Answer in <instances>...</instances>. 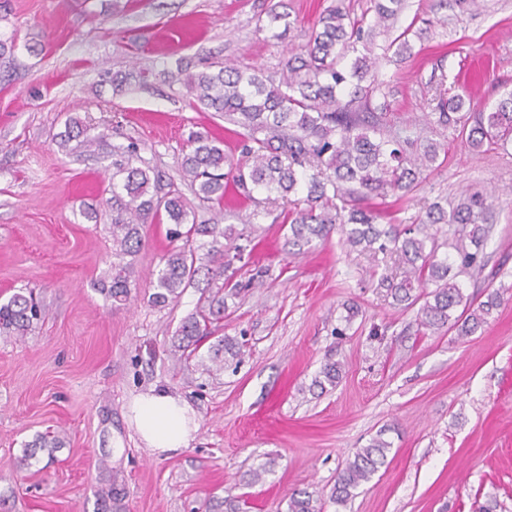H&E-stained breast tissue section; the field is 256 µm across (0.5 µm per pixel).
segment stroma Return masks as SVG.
Returning a JSON list of instances; mask_svg holds the SVG:
<instances>
[{"label": "stroma", "mask_w": 512, "mask_h": 512, "mask_svg": "<svg viewBox=\"0 0 512 512\" xmlns=\"http://www.w3.org/2000/svg\"><path fill=\"white\" fill-rule=\"evenodd\" d=\"M275 4L297 21L283 41L263 29ZM336 6L373 19L370 0H0V40L15 43L0 56V302L28 288L46 308L35 334L0 335V512H224L234 497L249 512H287L295 490L324 497L323 512H473L491 499L512 512V144L475 150L424 118L443 91L484 111L512 92V0H405L373 51L388 129L444 147L417 191L374 206L409 224L435 201L496 196L483 265L459 278L468 298L504 290L475 335L432 331L417 308L378 290L380 274L398 273L396 257L368 258L335 235L291 255L287 225L254 217L240 190L218 206L180 180L190 131L223 138L235 157L237 128L193 107L163 71L224 62L279 79ZM408 27L423 37L400 59L387 46ZM146 69L152 78L139 81ZM116 75L128 78L119 90ZM73 117L97 141L65 154L55 139ZM131 142L177 182L197 221L221 210L250 238L242 289L224 312L225 335L246 345L221 371L171 349L203 289L164 310L148 302L170 247L166 225L146 227L130 300L116 306L101 291L112 151ZM91 206L97 219L85 215ZM255 265L269 274L250 288ZM328 361L341 379L314 389ZM151 389L195 414L188 448L167 457L131 420L132 401ZM47 431L66 447L18 467L25 444ZM379 436L391 444L386 465L347 506L328 502L347 458Z\"/></svg>", "instance_id": "obj_1"}]
</instances>
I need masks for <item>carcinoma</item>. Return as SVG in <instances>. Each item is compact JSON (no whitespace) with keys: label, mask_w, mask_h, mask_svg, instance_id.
Returning <instances> with one entry per match:
<instances>
[{"label":"carcinoma","mask_w":512,"mask_h":512,"mask_svg":"<svg viewBox=\"0 0 512 512\" xmlns=\"http://www.w3.org/2000/svg\"><path fill=\"white\" fill-rule=\"evenodd\" d=\"M401 2L373 0L374 23L368 29L364 19L351 18L341 7L327 10L319 19V28L309 34L304 51L288 58L277 82L230 65L216 71L206 66L194 73L177 69L195 106L221 113L242 129L241 159L237 161L226 153L223 140L207 131L190 132V150L181 160V175L200 201L219 206L231 185L265 194V211L256 210L253 216L281 209L279 217L289 223L288 245L299 251L337 229L347 248L373 259L379 253L395 254L403 271L398 277H381L379 286L386 296L406 309L421 304V324L426 327L451 326L458 335L470 336L502 302L497 289L477 304L467 301L456 281L459 274L481 266L492 205L477 192L448 207L434 202L419 223L402 229L380 223L381 213L358 205L390 193L412 192L441 150L429 142L417 153L411 150V139L386 134L382 115L387 104H373L379 86L372 72L368 37L373 28L395 19ZM267 16L271 37H285L291 28L288 14L272 7ZM426 117L459 129L474 149L486 143L512 142V93L491 112H468L461 96L448 99L442 93L435 111ZM81 136L87 144L95 141L88 127L71 119L56 146L65 151L70 141ZM137 162L133 143L112 152V197L106 200L112 212V265L111 284L105 293L112 304H125L131 296V269L146 225H173L171 247L162 258L149 301L160 309L173 306L204 276L209 295L182 320L172 346L185 360H208L222 369L227 357L241 354L236 338L215 336L206 353L200 349L204 340L214 336L213 325L224 319V287L236 274L233 261L243 259L245 247L237 243L243 234L231 226L189 221L191 207L181 193L163 191L159 173ZM302 185L306 195L299 198ZM445 226L454 228L452 243L439 242ZM430 285L433 290L423 292ZM459 306L461 313L452 316ZM42 313L33 293L19 291L0 303V334H32ZM340 373L338 363L327 362L314 386L333 387ZM65 445L57 435L39 433L25 444L19 464H27L41 452L51 459ZM390 448V442L376 438L357 449L338 471L329 501L347 505L354 491L385 463ZM321 509L318 499L306 490L288 495V512Z\"/></svg>","instance_id":"obj_1"}]
</instances>
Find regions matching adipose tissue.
I'll use <instances>...</instances> for the list:
<instances>
[{
    "label": "adipose tissue",
    "instance_id": "adipose-tissue-1",
    "mask_svg": "<svg viewBox=\"0 0 512 512\" xmlns=\"http://www.w3.org/2000/svg\"><path fill=\"white\" fill-rule=\"evenodd\" d=\"M131 412L140 439L158 455L187 448L196 430L190 406L162 391L150 390L138 395Z\"/></svg>",
    "mask_w": 512,
    "mask_h": 512
}]
</instances>
